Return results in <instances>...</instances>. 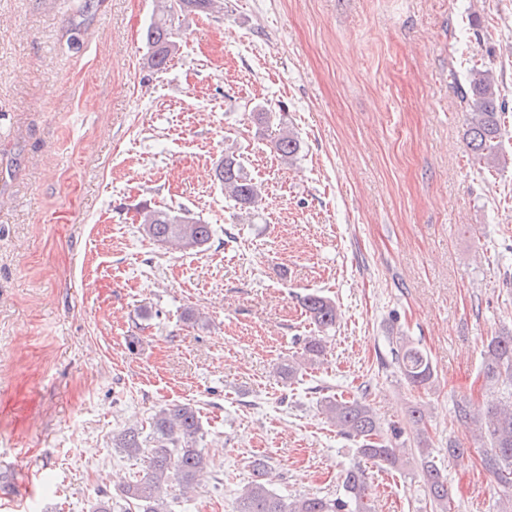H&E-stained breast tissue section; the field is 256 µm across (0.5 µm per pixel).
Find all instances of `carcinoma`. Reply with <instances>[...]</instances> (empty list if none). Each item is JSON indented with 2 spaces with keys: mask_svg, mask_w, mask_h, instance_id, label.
I'll use <instances>...</instances> for the list:
<instances>
[{
  "mask_svg": "<svg viewBox=\"0 0 512 512\" xmlns=\"http://www.w3.org/2000/svg\"><path fill=\"white\" fill-rule=\"evenodd\" d=\"M222 9V0H157L155 11L145 29L148 47L147 64L154 71L166 69L177 51L175 17L182 14H212ZM459 106L468 116L467 147L478 161L494 167L499 161L501 118L506 103L487 70L470 69V77L455 86ZM274 148L288 159L299 149L298 139L284 132ZM224 197L241 209L259 202L260 188L245 171L239 155L226 153L215 170ZM142 230L160 245H171L184 252L198 251L212 240L210 224L187 210L141 209ZM301 308L319 332L336 325L335 303L328 297L309 292L299 298ZM325 352L324 338L308 337L299 360L280 368L279 374L292 379L303 366L314 364ZM395 363L406 383L428 388L435 381L433 365L427 352L410 340L396 339ZM482 372L486 381L497 389L499 398L477 409L467 398L455 401L457 422L468 429L478 444L483 469L497 480L502 500L512 506V329H504L487 339L483 351ZM323 411L338 432L359 444L358 454L380 466L398 469L402 461L396 453V431L387 432L373 410L358 398L328 396ZM150 432L142 437L135 428H127L113 438L122 453L148 459L147 472L121 490L125 512H169L165 493L171 475H176L183 490L197 486L209 473V460L197 448L201 437L198 410L189 403L160 407L149 421ZM151 447H146V442ZM417 464L421 470L430 501L440 512H448V478L436 466L425 448L418 449ZM255 479L236 501L235 512H370L368 474L359 465L348 468L343 476L342 492L336 495L285 498L268 487L267 464L252 465Z\"/></svg>",
  "mask_w": 512,
  "mask_h": 512,
  "instance_id": "obj_1",
  "label": "carcinoma"
}]
</instances>
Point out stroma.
<instances>
[{"label": "stroma", "instance_id": "obj_1", "mask_svg": "<svg viewBox=\"0 0 512 512\" xmlns=\"http://www.w3.org/2000/svg\"><path fill=\"white\" fill-rule=\"evenodd\" d=\"M154 4L99 0L66 53L72 0H0V512H90L103 495L124 512L144 462L112 436L170 403L198 409L210 461L170 512H234L257 458L284 497L336 494L359 459L322 411L338 394L403 430V467L368 469L372 512H435L421 445L451 512H497L478 450L448 442L469 439L456 399L493 398L483 345L512 327V112L486 168L453 85L480 64L512 102V0H224L180 17L160 73L145 65ZM258 109L281 123L256 125ZM231 151L261 186L247 211L214 176ZM146 205L189 210L211 242L157 245ZM311 291L336 325L286 382ZM398 336L428 353L430 388L402 379ZM417 464L421 470L426 492L430 501L441 512H447L450 503L448 498V478L436 466L428 448H417Z\"/></svg>", "mask_w": 512, "mask_h": 512}]
</instances>
